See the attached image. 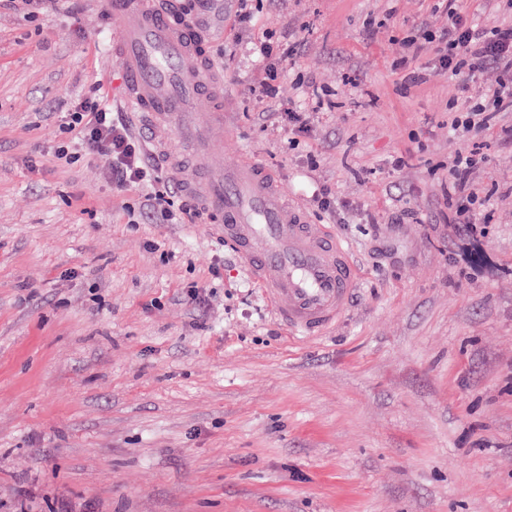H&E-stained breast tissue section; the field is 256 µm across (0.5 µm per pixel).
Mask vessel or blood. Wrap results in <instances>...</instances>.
<instances>
[{
  "mask_svg": "<svg viewBox=\"0 0 512 512\" xmlns=\"http://www.w3.org/2000/svg\"><path fill=\"white\" fill-rule=\"evenodd\" d=\"M100 9L119 23L112 53L127 106L148 120L150 154L174 167L167 140L154 135L164 128L209 157L224 139V115L200 105L214 67L197 34L160 0H100ZM179 189L216 218V233L238 253L289 330L317 337L341 318L360 270L326 225L310 223L288 204L272 172L242 159L204 179L180 180Z\"/></svg>",
  "mask_w": 512,
  "mask_h": 512,
  "instance_id": "obj_1",
  "label": "vessel or blood"
}]
</instances>
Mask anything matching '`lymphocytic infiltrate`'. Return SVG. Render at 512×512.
Masks as SVG:
<instances>
[{
	"mask_svg": "<svg viewBox=\"0 0 512 512\" xmlns=\"http://www.w3.org/2000/svg\"><path fill=\"white\" fill-rule=\"evenodd\" d=\"M441 6L448 17L445 46L439 53L442 70L457 76L465 70L477 72L492 65L501 72L493 90L481 94L468 122L472 128L486 126L492 115L512 112V25L481 28L459 11L457 0H441ZM64 131L68 138L55 148L56 159L70 165L84 156L105 157L117 191L145 189V214L163 224L197 222L198 212L177 200L146 155L141 140L125 123L115 120L103 97L93 95L78 101L68 114ZM470 169V158L462 157L448 171L447 203L454 207L456 225L461 229L473 228L476 215L478 197L466 190Z\"/></svg>",
	"mask_w": 512,
	"mask_h": 512,
	"instance_id": "f902f5d3",
	"label": "lymphocytic infiltrate"
}]
</instances>
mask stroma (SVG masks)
Instances as JSON below:
<instances>
[{
    "instance_id": "stroma-1",
    "label": "stroma",
    "mask_w": 512,
    "mask_h": 512,
    "mask_svg": "<svg viewBox=\"0 0 512 512\" xmlns=\"http://www.w3.org/2000/svg\"><path fill=\"white\" fill-rule=\"evenodd\" d=\"M176 2L217 64L225 162L275 171L359 287L329 333L289 335L204 225L130 223L106 159L57 166L94 90L140 131L111 33L93 0L0 2V512H512V112L458 126L498 71L413 45L439 0H250L238 33V0ZM459 155L489 200L472 234L445 200ZM258 49L259 54L267 62L265 65L266 76L259 82L258 86L252 88V92L257 98L273 97L276 92L274 82L278 77L275 64L272 63L274 47L270 40H265L260 42Z\"/></svg>"
}]
</instances>
